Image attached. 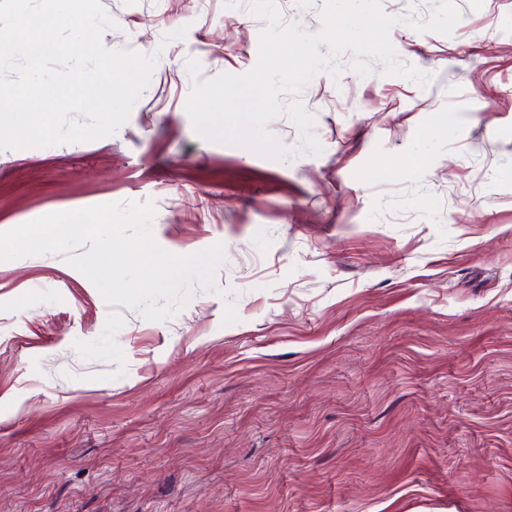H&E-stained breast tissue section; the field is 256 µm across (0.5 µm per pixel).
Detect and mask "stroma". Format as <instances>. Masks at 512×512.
I'll return each instance as SVG.
<instances>
[{"mask_svg":"<svg viewBox=\"0 0 512 512\" xmlns=\"http://www.w3.org/2000/svg\"><path fill=\"white\" fill-rule=\"evenodd\" d=\"M439 2L380 0L427 87L342 54L284 95L322 150L283 161L186 112L188 59L255 66L250 0H100L151 82L113 135L0 150V231L150 201L224 260L160 322L66 254L0 261V512H512V0L412 28Z\"/></svg>","mask_w":512,"mask_h":512,"instance_id":"obj_1","label":"stroma"}]
</instances>
